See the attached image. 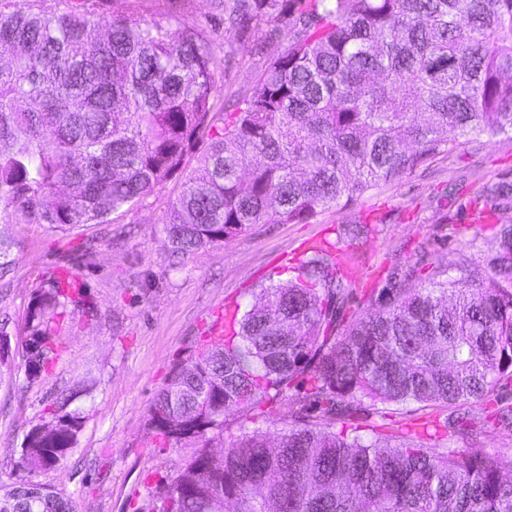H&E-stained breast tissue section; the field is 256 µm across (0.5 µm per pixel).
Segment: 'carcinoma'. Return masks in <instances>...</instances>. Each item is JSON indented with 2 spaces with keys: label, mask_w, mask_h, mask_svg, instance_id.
<instances>
[{
  "label": "carcinoma",
  "mask_w": 512,
  "mask_h": 512,
  "mask_svg": "<svg viewBox=\"0 0 512 512\" xmlns=\"http://www.w3.org/2000/svg\"><path fill=\"white\" fill-rule=\"evenodd\" d=\"M191 0H0V204L46 224H105L176 175L183 187L165 222L182 257L254 224H299L319 209L409 176L481 138L512 134V0H220L224 29L290 27L242 107L213 123L211 41L190 26H148ZM205 152L185 157L199 137ZM78 187L76 195L61 186ZM485 208L512 202V183L484 187ZM482 282L416 266L390 303L348 314L352 290L336 254L319 247L297 276L236 305L224 335L177 365L150 408L160 445L191 453L162 488V512H512V457L415 442L348 425L419 404L459 409L495 400L512 376V224L496 233ZM69 283L55 278L28 318V376L56 353L52 332ZM237 433L224 436L226 414ZM267 415L284 428H249ZM81 416L27 435L29 473L58 465ZM454 436L480 431L465 417ZM218 440L221 453L211 450ZM3 512H71L24 483Z\"/></svg>",
  "instance_id": "carcinoma-1"
}]
</instances>
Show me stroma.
<instances>
[{"mask_svg": "<svg viewBox=\"0 0 512 512\" xmlns=\"http://www.w3.org/2000/svg\"><path fill=\"white\" fill-rule=\"evenodd\" d=\"M215 0H194L169 24L203 29L224 85L216 98L233 112L250 96L275 54L292 40L288 28L263 26L242 41L224 32ZM512 180V136L479 150L435 160L428 169L370 190L302 224H257L187 257L170 254L163 227L181 191L173 177L108 224L38 223L19 208L0 206V233L11 265L0 277V326L10 337L0 359V494L29 477L19 469L29 431L54 422L57 411L79 413L80 431L55 468L31 475L68 499L73 512H161L160 486L182 465L185 449L160 446L149 410L172 368L201 344L225 305H247L262 284L295 277L313 245L330 241L347 252L352 309L385 301L384 291L408 265L422 274L464 263L475 278L496 249V227L512 224V208L491 224H472L465 204L484 184ZM366 224L367 237L348 238L346 225ZM96 249L80 254L87 243ZM69 274L81 284L64 307L55 338L60 351L46 372L25 371L27 315L37 290ZM482 434L480 453L512 452V428L485 402L466 406Z\"/></svg>", "mask_w": 512, "mask_h": 512, "instance_id": "stroma-1", "label": "stroma"}]
</instances>
